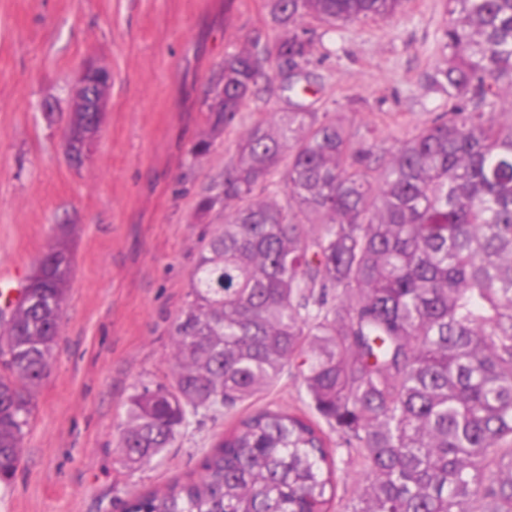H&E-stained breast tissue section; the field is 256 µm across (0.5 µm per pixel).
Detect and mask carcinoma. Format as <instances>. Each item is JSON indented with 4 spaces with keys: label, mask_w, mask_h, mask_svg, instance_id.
<instances>
[{
    "label": "carcinoma",
    "mask_w": 512,
    "mask_h": 512,
    "mask_svg": "<svg viewBox=\"0 0 512 512\" xmlns=\"http://www.w3.org/2000/svg\"><path fill=\"white\" fill-rule=\"evenodd\" d=\"M403 0H268L278 34L224 58L233 122L272 92V66L309 61L315 19H388ZM452 107L392 150L330 113L272 112L247 129L224 207L172 336L169 383L129 400L119 447L136 468L189 417L250 400L285 367L327 428L267 406L240 419L200 473L131 497L124 512H328L332 433L366 485L347 512H512V0H446ZM88 116L72 113L79 150ZM281 175L284 199L269 190ZM71 272L67 249L33 267L0 324V480L13 476L46 376Z\"/></svg>",
    "instance_id": "cac0c4a2"
}]
</instances>
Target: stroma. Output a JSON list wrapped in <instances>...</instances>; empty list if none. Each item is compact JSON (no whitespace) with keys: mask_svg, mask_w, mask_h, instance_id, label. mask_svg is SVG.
<instances>
[{"mask_svg":"<svg viewBox=\"0 0 512 512\" xmlns=\"http://www.w3.org/2000/svg\"><path fill=\"white\" fill-rule=\"evenodd\" d=\"M267 0H0V270L30 274L56 243L72 257L59 338L0 512H123L132 494L198 473L218 438L274 403L307 411L296 370L255 399L199 411L173 447L128 468L117 447L129 399L171 378L172 324L203 237L224 222L198 202L223 183L241 134L286 105L214 109L224 57L270 38ZM444 0H405L389 20L314 25L297 105L342 117L381 149L447 111L423 76L447 69ZM112 74L93 154L65 152L79 73Z\"/></svg>","mask_w":512,"mask_h":512,"instance_id":"35a3bbf8","label":"stroma"}]
</instances>
